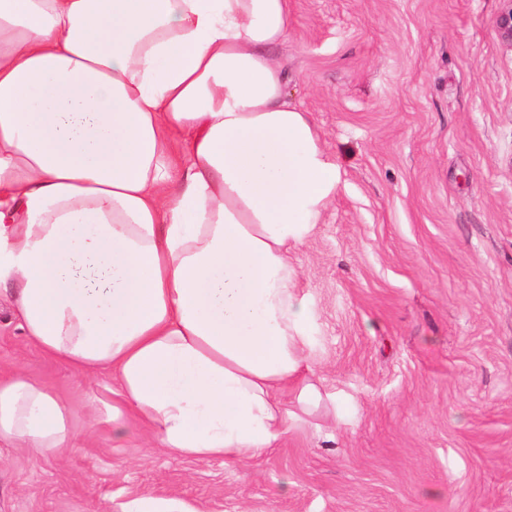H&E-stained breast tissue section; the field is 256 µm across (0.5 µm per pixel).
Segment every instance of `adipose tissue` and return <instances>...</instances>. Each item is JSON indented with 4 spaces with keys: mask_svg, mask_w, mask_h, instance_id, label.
Instances as JSON below:
<instances>
[{
    "mask_svg": "<svg viewBox=\"0 0 512 512\" xmlns=\"http://www.w3.org/2000/svg\"><path fill=\"white\" fill-rule=\"evenodd\" d=\"M289 0H0V288L28 339L118 385L175 457L244 464L335 393L291 254L339 169L270 51ZM0 378V445H73Z\"/></svg>",
    "mask_w": 512,
    "mask_h": 512,
    "instance_id": "obj_1",
    "label": "adipose tissue"
}]
</instances>
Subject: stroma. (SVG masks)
Masks as SVG:
<instances>
[{"mask_svg":"<svg viewBox=\"0 0 512 512\" xmlns=\"http://www.w3.org/2000/svg\"><path fill=\"white\" fill-rule=\"evenodd\" d=\"M499 0H290L271 51L340 181L293 259L312 364L343 403L245 465L170 456L112 373L42 355L0 293V374L26 370L84 438L0 450V512H512V52ZM495 28L501 45L512 52V0H500ZM185 500L162 499L148 496L133 498L120 506V512H198Z\"/></svg>","mask_w":512,"mask_h":512,"instance_id":"stroma-1","label":"stroma"}]
</instances>
